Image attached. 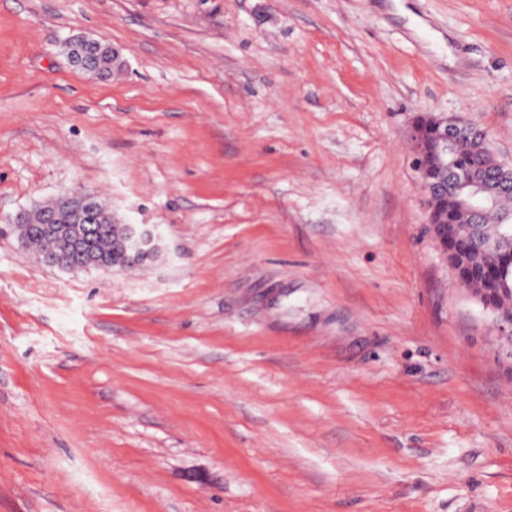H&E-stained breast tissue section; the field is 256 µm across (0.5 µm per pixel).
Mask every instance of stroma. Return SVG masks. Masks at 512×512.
<instances>
[{"label":"stroma","instance_id":"stroma-1","mask_svg":"<svg viewBox=\"0 0 512 512\" xmlns=\"http://www.w3.org/2000/svg\"><path fill=\"white\" fill-rule=\"evenodd\" d=\"M421 115L512 165V0H0V512H512V339ZM73 191L158 258H34L8 217ZM108 44L102 42V46L97 50L92 64L88 67H81L83 70L92 73L98 77L104 76L106 78L112 77V73L116 70L115 64H120L121 68L123 62L120 60L119 52L112 47V51L108 50ZM106 47V49H105ZM114 60V61H113ZM112 61L113 64L112 65ZM114 68V69H113Z\"/></svg>","mask_w":512,"mask_h":512}]
</instances>
